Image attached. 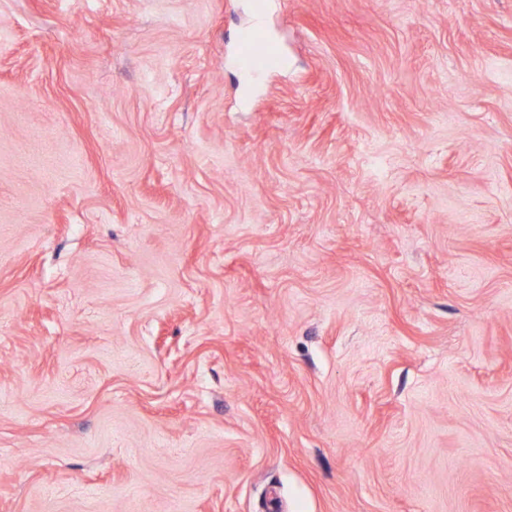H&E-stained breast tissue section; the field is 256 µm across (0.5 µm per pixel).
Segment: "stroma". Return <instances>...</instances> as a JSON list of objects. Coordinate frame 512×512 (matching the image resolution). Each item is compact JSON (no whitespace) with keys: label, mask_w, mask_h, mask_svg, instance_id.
Masks as SVG:
<instances>
[{"label":"stroma","mask_w":512,"mask_h":512,"mask_svg":"<svg viewBox=\"0 0 512 512\" xmlns=\"http://www.w3.org/2000/svg\"><path fill=\"white\" fill-rule=\"evenodd\" d=\"M0 512H512V0H0ZM258 43L267 45L266 37L260 28L245 29L240 34L239 51L241 61L245 66L252 65L253 55L251 53Z\"/></svg>","instance_id":"obj_1"}]
</instances>
